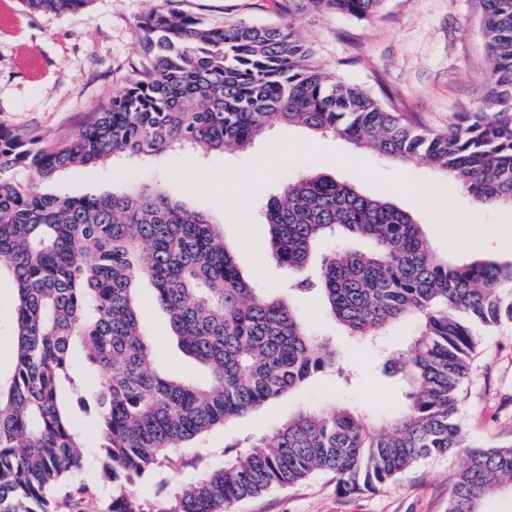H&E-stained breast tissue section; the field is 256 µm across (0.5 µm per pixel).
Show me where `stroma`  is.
Masks as SVG:
<instances>
[{
    "mask_svg": "<svg viewBox=\"0 0 512 512\" xmlns=\"http://www.w3.org/2000/svg\"><path fill=\"white\" fill-rule=\"evenodd\" d=\"M284 0H169L170 6L201 14L208 22L227 20L273 24ZM151 0H91L86 10L62 15L29 12L22 0H0V121L21 132L47 138L75 132L86 112L119 92L140 60L137 19ZM481 0H386L382 11L369 19L345 14L304 16L299 24L303 42L315 64L338 80L361 85L379 98L391 99L400 111L424 127L441 132L460 116L484 106L490 91L489 61L481 32ZM294 138L338 151L370 164L380 175L403 173L448 188L465 212L491 225L500 208L488 207L467 196L459 184L423 164L401 165L372 151H361L333 137H313L299 127L271 128L244 152H213L202 156L172 151L150 166L120 162L62 172L47 183L49 191L70 196L111 191L120 179L159 183L197 209L217 215L224 238L233 248L241 270L257 272L234 224L215 202L187 193L169 176L170 165L189 161L202 169L220 165L239 167L256 159L275 140ZM311 170L327 172L365 194L389 198L411 211L422 224L431 244L449 258H470L480 252L502 255V241L488 236L480 248L450 250L428 213L408 197L373 186L354 172L329 161H314ZM263 186L249 210L256 229L258 251L273 278L269 291L279 294L291 283L315 277L318 266L300 269L279 265L267 248L268 227L260 218V205L274 191ZM296 308L320 337L339 341L357 380L344 386L334 379L312 378L299 389L264 405L258 411L211 430L191 442V450L221 464L234 459L236 442L243 437L270 436L288 416L311 408L349 406L382 417L404 402L403 386L383 371L380 350L406 346L414 332L405 321L390 329L383 348L356 342L326 314L315 293L293 297ZM160 363L173 372L191 361L176 346L165 311L151 306L147 312ZM461 420L467 445L512 448V329L482 333L470 376L461 391ZM463 459L455 452L420 461L387 488L352 496L340 494L330 474H316L262 497L231 506L230 512H448L453 478Z\"/></svg>",
    "mask_w": 512,
    "mask_h": 512,
    "instance_id": "stroma-1",
    "label": "stroma"
}]
</instances>
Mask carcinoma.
<instances>
[{
    "mask_svg": "<svg viewBox=\"0 0 512 512\" xmlns=\"http://www.w3.org/2000/svg\"><path fill=\"white\" fill-rule=\"evenodd\" d=\"M22 2L60 15L90 0ZM385 2L288 0L280 24L222 26L157 6L137 23L145 61L77 133L46 139L0 122V289L14 295L15 345L13 370L0 378V512H59L85 490L77 476L87 467L111 491L105 512H229L320 472L346 495L387 487L420 461L464 448L461 389L479 330L512 324V259L450 260L396 203L300 173L263 208L271 255L290 268L319 260L317 278L296 290L317 291L355 340L379 345L395 324L415 323L404 352L386 362L408 402L386 419L301 410L233 462L193 455L183 462L192 474L173 483L164 468L194 439L314 376L349 380L343 347L318 337L287 295L251 282L219 225L161 186L125 182L82 197L42 189L72 167L245 150L280 125L423 163L475 201L512 209V0H482L496 118L469 114L444 133L336 80L297 35L301 14L365 19ZM19 168L33 178L18 181ZM329 238L369 248L316 256ZM144 279L205 382L161 368ZM147 482L158 488L152 499L140 492ZM508 489L512 448H465L448 512H480L485 496Z\"/></svg>",
    "mask_w": 512,
    "mask_h": 512,
    "instance_id": "obj_1",
    "label": "carcinoma"
}]
</instances>
